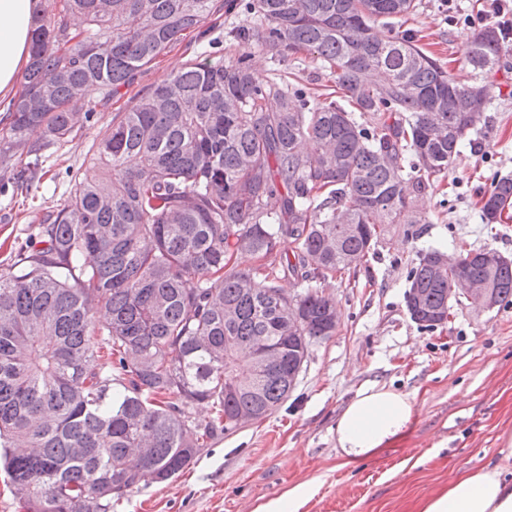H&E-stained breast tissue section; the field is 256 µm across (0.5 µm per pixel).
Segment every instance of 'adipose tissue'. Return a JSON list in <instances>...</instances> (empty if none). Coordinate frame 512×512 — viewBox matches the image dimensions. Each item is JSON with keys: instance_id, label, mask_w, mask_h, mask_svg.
Wrapping results in <instances>:
<instances>
[{"instance_id": "adipose-tissue-1", "label": "adipose tissue", "mask_w": 512, "mask_h": 512, "mask_svg": "<svg viewBox=\"0 0 512 512\" xmlns=\"http://www.w3.org/2000/svg\"><path fill=\"white\" fill-rule=\"evenodd\" d=\"M34 0H0V103L15 94L30 55ZM415 403L385 385L359 392L336 422L340 454L359 460L399 435ZM423 512H512V471L501 466L461 476L429 500Z\"/></svg>"}]
</instances>
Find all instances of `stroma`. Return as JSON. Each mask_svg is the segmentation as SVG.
Listing matches in <instances>:
<instances>
[{
    "mask_svg": "<svg viewBox=\"0 0 512 512\" xmlns=\"http://www.w3.org/2000/svg\"><path fill=\"white\" fill-rule=\"evenodd\" d=\"M415 2L397 31L412 34L448 73L468 81L467 36L484 0ZM245 23L217 13L185 31L110 101L88 96L97 120L48 150L38 201L61 207L69 173L87 168L92 143L113 117L185 62L227 58V31ZM253 65L262 80L279 74L318 93L336 87L335 78L303 54L260 53ZM484 85L487 123L466 136L443 191L420 197L429 219L422 236L409 242L390 231L366 264L322 282L342 321L334 336L311 346L287 401L211 440L178 477L113 501L112 512H266L299 487L311 490L299 512H422L459 476L494 465L512 469V304L478 313L456 303L447 323L425 330L405 300L408 271L422 250L492 248L512 257V218L491 229L480 220L483 196L497 179L512 177V41ZM32 218L13 192L11 171L0 169V261L34 236ZM372 384L410 394L415 412L390 444L351 462L336 447V421Z\"/></svg>",
    "mask_w": 512,
    "mask_h": 512,
    "instance_id": "stroma-1",
    "label": "stroma"
}]
</instances>
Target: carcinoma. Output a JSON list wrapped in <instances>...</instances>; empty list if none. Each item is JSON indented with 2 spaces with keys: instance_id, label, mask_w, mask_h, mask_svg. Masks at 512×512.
<instances>
[{
  "instance_id": "cac0c4a2",
  "label": "carcinoma",
  "mask_w": 512,
  "mask_h": 512,
  "mask_svg": "<svg viewBox=\"0 0 512 512\" xmlns=\"http://www.w3.org/2000/svg\"><path fill=\"white\" fill-rule=\"evenodd\" d=\"M215 0H38L23 90L0 135L14 191L42 178L45 150L93 121ZM414 0H224L257 17L229 32L234 55L188 61L137 98L70 175L62 208L0 266V474L26 512H112V498L177 477L199 449L288 399V374L336 334V301L304 282L355 269L391 229L416 240L414 206L444 180L485 122L481 81L501 31L468 38L460 83L408 34L373 32ZM305 53L333 93L252 68L255 51ZM512 178L481 208L498 224ZM288 249L281 250L282 244ZM260 259L240 269L234 255ZM430 248L408 273L406 307L447 322L453 288L484 282L512 304V259L468 250L452 266ZM105 309L110 319L97 324ZM107 350L109 365L98 363ZM209 401L202 424L185 408Z\"/></svg>"
}]
</instances>
